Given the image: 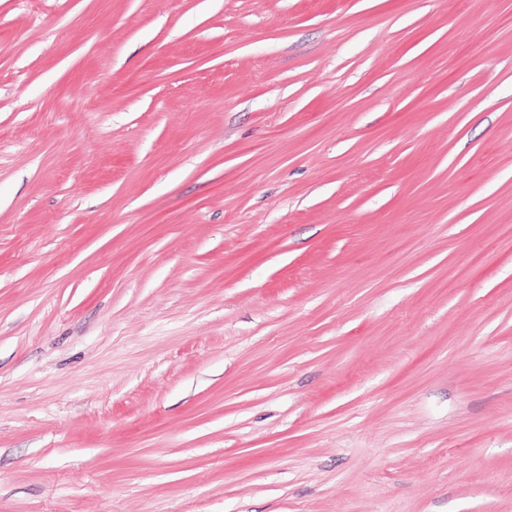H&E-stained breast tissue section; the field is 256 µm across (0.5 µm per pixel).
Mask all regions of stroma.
<instances>
[{"label": "stroma", "instance_id": "stroma-1", "mask_svg": "<svg viewBox=\"0 0 512 512\" xmlns=\"http://www.w3.org/2000/svg\"><path fill=\"white\" fill-rule=\"evenodd\" d=\"M512 0H0V512H512Z\"/></svg>", "mask_w": 512, "mask_h": 512}]
</instances>
